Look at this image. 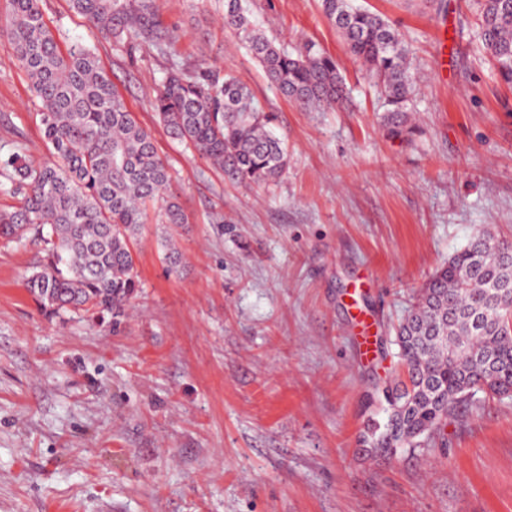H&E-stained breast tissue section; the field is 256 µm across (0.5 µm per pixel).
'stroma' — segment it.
Listing matches in <instances>:
<instances>
[{
  "label": "stroma",
  "mask_w": 512,
  "mask_h": 512,
  "mask_svg": "<svg viewBox=\"0 0 512 512\" xmlns=\"http://www.w3.org/2000/svg\"><path fill=\"white\" fill-rule=\"evenodd\" d=\"M414 49L411 142L384 134L372 80L321 0H247L269 38L315 43L351 100L305 112L222 23L224 0H157L171 38L105 36L41 0L61 47H93L168 166L186 216L165 258L151 213L135 244L141 288L121 324L44 314L27 291L45 244L0 239V512H512V399L450 417L444 444L374 455L382 418L364 394L391 379L389 324L473 233L512 240V86L478 48L472 12L422 0H357ZM0 0V210L19 155L48 161L29 79ZM230 71L273 113L288 146L276 182L233 184L159 123L151 100L172 67ZM385 357L365 361L345 292Z\"/></svg>",
  "instance_id": "35a3bbf8"
}]
</instances>
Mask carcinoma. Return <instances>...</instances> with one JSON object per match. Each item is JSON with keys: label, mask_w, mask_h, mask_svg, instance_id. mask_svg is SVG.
Masks as SVG:
<instances>
[{"label": "carcinoma", "mask_w": 512, "mask_h": 512, "mask_svg": "<svg viewBox=\"0 0 512 512\" xmlns=\"http://www.w3.org/2000/svg\"><path fill=\"white\" fill-rule=\"evenodd\" d=\"M8 36L39 104L53 159L12 165L22 204L0 211V238L31 234L49 245L27 288L41 309L109 314L120 324L140 288L134 245L148 205L164 202L163 223H186L166 197L169 174L151 134L139 123L95 52L62 50L47 27L41 0H10ZM70 9L115 39L168 37L156 0H69ZM496 75L512 85V0H465ZM326 18L380 91L381 126L390 139L415 134L412 48L380 15L354 0H322ZM224 26L247 43L277 90L305 112L345 98L336 62L315 45L292 53L266 37L243 7L224 0ZM152 108L169 134L233 183L276 180L288 164L274 115L260 110L250 87L231 72H168ZM401 372L383 388L388 407L362 443L377 454L435 447L448 416L471 409L478 393L512 399V242L474 233L413 297L395 327Z\"/></svg>", "instance_id": "obj_1"}]
</instances>
